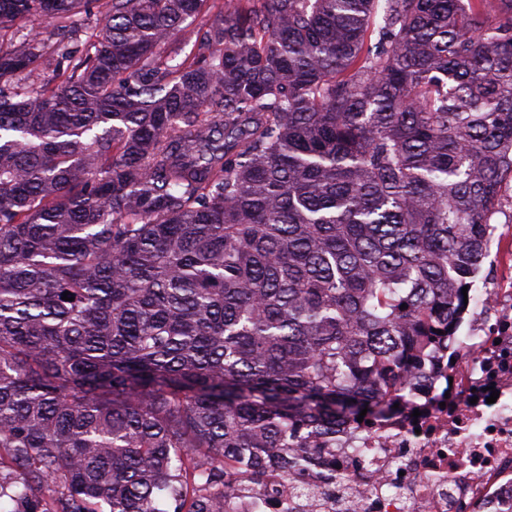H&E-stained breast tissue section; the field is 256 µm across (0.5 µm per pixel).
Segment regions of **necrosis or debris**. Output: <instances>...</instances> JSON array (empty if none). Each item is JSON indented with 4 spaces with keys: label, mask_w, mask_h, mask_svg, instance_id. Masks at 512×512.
<instances>
[{
    "label": "necrosis or debris",
    "mask_w": 512,
    "mask_h": 512,
    "mask_svg": "<svg viewBox=\"0 0 512 512\" xmlns=\"http://www.w3.org/2000/svg\"><path fill=\"white\" fill-rule=\"evenodd\" d=\"M468 329L420 358L399 408L337 429L314 460L335 483L274 464L236 476L224 512H512V273Z\"/></svg>",
    "instance_id": "obj_1"
}]
</instances>
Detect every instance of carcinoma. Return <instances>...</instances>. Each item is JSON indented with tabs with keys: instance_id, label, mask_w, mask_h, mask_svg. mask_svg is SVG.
<instances>
[{
	"instance_id": "obj_1",
	"label": "carcinoma",
	"mask_w": 512,
	"mask_h": 512,
	"mask_svg": "<svg viewBox=\"0 0 512 512\" xmlns=\"http://www.w3.org/2000/svg\"><path fill=\"white\" fill-rule=\"evenodd\" d=\"M209 2L0 0V512H224L481 270L512 0Z\"/></svg>"
}]
</instances>
